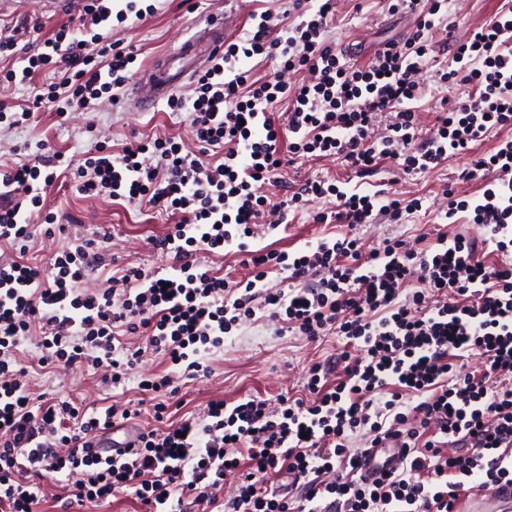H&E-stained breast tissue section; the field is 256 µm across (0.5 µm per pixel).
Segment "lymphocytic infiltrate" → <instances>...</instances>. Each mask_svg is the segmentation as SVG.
<instances>
[{
	"mask_svg": "<svg viewBox=\"0 0 512 512\" xmlns=\"http://www.w3.org/2000/svg\"><path fill=\"white\" fill-rule=\"evenodd\" d=\"M75 22L18 51L0 38V58L23 54L21 69L1 78L22 84L41 71L54 80L30 106L0 105V125L16 128L35 112L57 115L118 100L138 57L135 45L112 37L113 23L153 16L138 0H81ZM391 13L417 15L405 39L391 41L365 65L351 63L328 42L336 0H288L286 20L261 12L251 33L225 44L199 75L193 97L172 96L168 107L188 113L196 148L173 137L143 138L112 150L97 142L75 172L79 193L123 200L173 219L154 239L168 255L162 270L122 268L110 285L82 289L101 266L96 239L55 252L46 263L0 259V512H40L45 475L74 478L73 503L104 504L117 493L139 512H459L473 490L512 484V0L465 39L454 37L447 0H386ZM453 48L435 70L437 86L464 85L466 98L444 97L436 124L424 132L415 108L425 95L417 75L435 45ZM283 71L307 72L288 85L255 76L251 59ZM499 133L487 154L477 142ZM333 158L358 177L393 162L405 175L429 174L464 156L460 177L482 181L483 192L460 198L443 185L446 220L465 213L480 235L440 234L422 246L397 237L365 249L359 237L321 239L292 253L256 249L253 227L276 230L288 212L308 209L317 224L348 227L377 216L400 221L422 207L397 189L371 194L326 180L306 181L285 199L259 195V182L281 176L298 158ZM62 153L0 165V244L27 251L36 236L65 232L41 215ZM332 196L334 213L316 210ZM236 247L248 278L218 275L204 254ZM496 259L485 262L482 254ZM282 275L269 287L270 273ZM417 280L423 289L404 293ZM441 296L431 302L430 293ZM266 312L280 333L315 341L327 332L358 344L361 355H329L307 371L308 398L269 402L247 395L210 402L204 419L167 420L153 406L156 428L120 444L117 457L88 452L91 438L138 418L139 409L87 411L31 395L17 370V352L40 323L39 362L46 368H105L119 387L149 352L171 373L146 378L145 393L176 395L173 373L207 374L206 356L226 335ZM142 346L129 348L126 337ZM484 361L457 375L471 350ZM374 448L400 447L399 466L369 482L358 473L367 450L350 447L359 432ZM457 455H448V447ZM234 497H218L229 472Z\"/></svg>",
	"mask_w": 512,
	"mask_h": 512,
	"instance_id": "lymphocytic-infiltrate-1",
	"label": "lymphocytic infiltrate"
}]
</instances>
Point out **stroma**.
<instances>
[{"label":"stroma","instance_id":"35a3bbf8","mask_svg":"<svg viewBox=\"0 0 512 512\" xmlns=\"http://www.w3.org/2000/svg\"><path fill=\"white\" fill-rule=\"evenodd\" d=\"M208 3L207 10L191 12L182 0H158L154 16L115 26L112 36L134 43L140 51L139 63L145 66L156 57L176 51L216 16H223L224 39L230 42L244 37L250 30L251 13L267 10L278 17L286 8L284 0H208ZM501 4L502 0H451L448 20L455 24L457 35L462 37L469 28L490 19ZM25 19L37 24L36 35L43 39L67 22L68 16L29 4L11 15H0V35L14 34ZM413 26L412 16L389 15L385 0H364L358 11L354 10L351 0H336V20L328 35L337 45L352 47L354 63L362 65L384 42L408 36ZM90 123L96 125V133L87 131L86 126ZM136 133L158 137L176 135L187 142L192 139L187 114L171 113L165 101H158L154 108L143 111L126 98L115 106L103 100L87 111L71 113L64 122L54 112L47 111L38 114L27 127L0 129V163L11 161V151L17 145L25 146L31 155L60 150L80 160L93 149L95 135L105 136L112 145L118 146ZM466 165V157H453L431 174L401 180L398 188L404 195L423 197L422 210L400 223L380 220L358 225L355 234L369 245L386 237L410 240L422 234L435 236L441 228L436 215L443 206L439 195L442 185L454 184L460 193L470 196L479 192V182L458 179ZM350 176V170L339 161L315 157L298 161L284 174L285 181L297 185L308 179L345 181ZM43 209L55 213L59 223L70 225L71 232L54 238H38L27 254L28 261L46 262L52 253L71 245L74 239L106 231L112 235V253L123 263L153 267L165 262L161 253L148 243L149 237L164 234L167 230L166 216L157 212L86 197L63 176L44 193ZM287 221L288 227L284 230L270 232L258 228L254 246L292 252L316 245L331 231L330 226L313 223L309 213L304 211L288 215ZM342 345V338L336 335L316 342L300 336H281L277 334L274 322L264 317L255 319L225 337L223 348L208 354L207 363L211 369L208 378L187 383L184 388L187 408L200 414L210 400L231 401L247 394L265 399L281 394L299 396L307 366ZM37 357L32 342H24L21 358L28 370L26 381L32 392L47 393L62 401L96 408L125 405L139 399L137 376L160 373L166 368L161 357L146 356L135 370V380L129 381L125 388L115 390L103 383L101 371L93 367L61 368L48 373L39 369Z\"/></svg>","mask_w":512,"mask_h":512}]
</instances>
